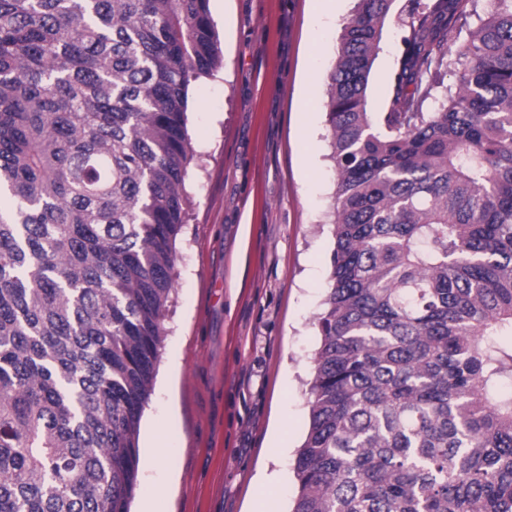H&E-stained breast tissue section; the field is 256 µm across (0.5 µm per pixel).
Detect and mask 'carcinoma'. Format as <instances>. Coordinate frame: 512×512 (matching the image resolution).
<instances>
[{"label":"carcinoma","mask_w":512,"mask_h":512,"mask_svg":"<svg viewBox=\"0 0 512 512\" xmlns=\"http://www.w3.org/2000/svg\"><path fill=\"white\" fill-rule=\"evenodd\" d=\"M393 2L356 0L326 82L333 247L289 512H512V0L465 40L475 0H409L372 112ZM222 65L209 0H0V512H130L189 89ZM408 0H396L391 15L383 29L380 50L374 61L370 82V105L372 112H380L387 97L392 78L398 68L403 51V31L398 16Z\"/></svg>","instance_id":"1"}]
</instances>
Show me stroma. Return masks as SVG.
Instances as JSON below:
<instances>
[{
  "label": "stroma",
  "mask_w": 512,
  "mask_h": 512,
  "mask_svg": "<svg viewBox=\"0 0 512 512\" xmlns=\"http://www.w3.org/2000/svg\"><path fill=\"white\" fill-rule=\"evenodd\" d=\"M395 0L370 82L380 111L403 51ZM210 0L224 55L193 83L172 304L139 433L131 512H286L308 419L314 321L332 247L324 81L355 0Z\"/></svg>",
  "instance_id": "stroma-1"
}]
</instances>
